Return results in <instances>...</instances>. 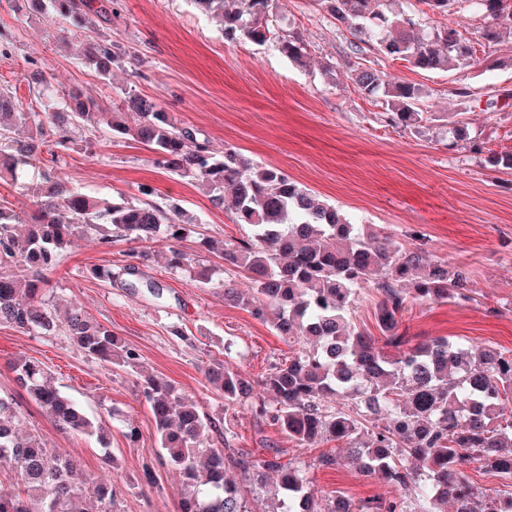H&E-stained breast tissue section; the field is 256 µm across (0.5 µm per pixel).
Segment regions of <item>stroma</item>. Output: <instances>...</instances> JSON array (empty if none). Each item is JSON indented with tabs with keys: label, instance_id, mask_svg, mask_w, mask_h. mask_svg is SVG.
Segmentation results:
<instances>
[{
	"label": "stroma",
	"instance_id": "obj_1",
	"mask_svg": "<svg viewBox=\"0 0 512 512\" xmlns=\"http://www.w3.org/2000/svg\"><path fill=\"white\" fill-rule=\"evenodd\" d=\"M280 5L276 28L302 33L309 44L305 64L291 62L272 42H225L216 23L189 0H117L116 14L92 26L31 9L26 0H0V33L11 42L9 56H0V83L29 103L26 77L37 66L57 107L72 91L95 98L108 112L126 111L131 89L159 98L174 123L199 129L214 147H234L254 164L284 171L354 223L384 228L393 244H418L430 259L468 267L469 300L410 303L400 329L411 343L456 336L475 349L512 350V170L491 168L469 144L475 138L499 152L512 150V111L469 108L455 94L465 86L485 99L512 89V68L504 64L512 57V33L487 48L482 65L468 71L426 73L402 60L374 56L378 69L424 90L432 118L418 133L386 126L375 100L358 93L340 65L351 39L344 26L317 12L310 0H280ZM101 35L124 52L106 80L80 59L84 43ZM457 119L469 138L452 149L448 128ZM57 174L87 194L121 195L135 204L145 200L141 187L153 188L193 218L180 243L193 262L190 270H171V240L160 233L150 241L153 258L141 275L164 285L165 297L157 300L142 288L131 294L110 286L106 278L107 271L128 263L130 242L104 247L91 235L74 239L47 275L45 295L57 313L73 304L111 329L139 353V366L132 371L85 357L61 334L0 325V394L17 398L28 431L46 447L75 456L83 477L113 476L114 512H176L180 483L159 462L154 420L138 392L141 376L156 375L174 383L201 411L225 418L235 433L233 447L257 458L267 456L269 447L280 448L283 460L303 469L315 497L390 496L378 476L319 466V456L341 453L342 443L296 446L251 411L225 410L207 385L203 371L223 359L225 342L234 344L239 371L255 381L294 351L268 323L225 301V283L245 291L249 282L199 245L204 237L246 239L247 225L233 223L230 212L214 205L200 180L157 167L150 150L128 139L100 138L91 147L75 142L63 152ZM39 178V170L27 166L18 181H0V205L23 216L32 213L30 189ZM177 328L183 337L174 336ZM17 358L42 362L56 385L101 421L107 444L59 430L17 386L8 367ZM130 425L139 432L133 441L125 435ZM107 450L116 462L112 472L102 462ZM148 471L156 479L151 488L142 485Z\"/></svg>",
	"mask_w": 512,
	"mask_h": 512
}]
</instances>
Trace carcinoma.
Listing matches in <instances>:
<instances>
[{"mask_svg": "<svg viewBox=\"0 0 512 512\" xmlns=\"http://www.w3.org/2000/svg\"><path fill=\"white\" fill-rule=\"evenodd\" d=\"M49 2L60 16L99 14L96 0ZM199 11L220 19L228 42L263 45L277 40L293 62L308 55L296 31L276 32L277 0H191ZM316 9L344 25L354 41L343 55L358 92L381 102V120L392 128H419L429 120L422 89L392 80L359 61L363 46L423 72L465 70L481 64L480 49L512 30V0H466L483 14L481 39L472 41L452 26L429 28V15H446L461 0H415L395 11L391 0H311ZM120 54L108 38L87 42L82 61L108 78ZM138 124L131 127L119 112H103L92 98L71 94L60 110L32 112L15 92L0 86V180H17L22 165L39 164L33 188L36 209L23 219L0 206V324L51 336L65 333L83 355L133 369L138 352L121 343L105 325L74 307L62 319L43 298L39 284L59 265L79 233H99L98 243L116 240L143 243L156 232L179 241L187 232L177 207L155 200L133 204L124 196L111 201L85 194L61 182L56 173L59 151L69 149L86 131L127 137L155 154L154 162L178 176L199 178L212 201L224 207L233 223L246 224L252 238L216 246L201 240L209 252L219 250L224 265L251 281L244 294L224 286V299L265 319L276 310L275 333L298 346L295 355L275 363L260 381L244 377L232 364L231 346L224 360L205 370L206 380L224 399L225 409H248L279 428L288 439L307 447L323 439L341 441L346 455L324 454L319 463L335 467L355 463L375 474L393 492L352 501L338 495L320 505L306 491L307 478L281 451L268 456L231 447L229 426H220L181 395L168 380L147 376L141 395L154 419L163 453L161 462L178 472L182 492L178 512H253L249 494L270 501L265 512H512V488L485 494L467 478L464 466L485 463L512 481V351L489 348L474 355L464 342L434 337L413 346L399 332L413 299L436 303L468 298V269H448L417 247L388 246L376 227L353 224L336 207L302 188L283 171L250 163L236 149H214L191 126L171 123L152 98L126 100ZM495 112L512 108V89L489 96ZM108 275L119 288H145L164 295L156 281L134 279L147 264V251ZM25 263L33 279H15L10 268ZM371 288L382 340L354 320L361 290ZM18 385L66 431L98 434L105 429L69 395L48 380L43 365L20 358L11 364ZM25 419L16 398L0 394V472L23 486L17 494L0 493V512H112L110 481L81 485L77 461L45 447L20 426ZM222 432L224 447L213 434Z\"/></svg>", "mask_w": 512, "mask_h": 512, "instance_id": "cac0c4a2", "label": "carcinoma"}]
</instances>
